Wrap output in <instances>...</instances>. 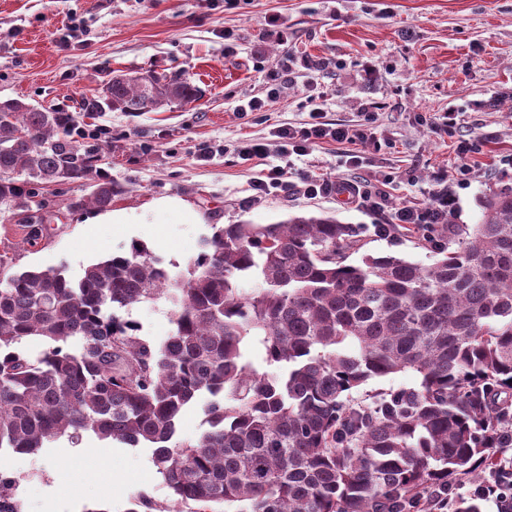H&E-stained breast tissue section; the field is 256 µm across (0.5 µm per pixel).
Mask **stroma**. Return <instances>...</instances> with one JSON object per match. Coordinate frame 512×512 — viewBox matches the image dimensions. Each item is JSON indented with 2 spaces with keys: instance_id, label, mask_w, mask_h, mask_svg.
<instances>
[{
  "instance_id": "stroma-1",
  "label": "stroma",
  "mask_w": 512,
  "mask_h": 512,
  "mask_svg": "<svg viewBox=\"0 0 512 512\" xmlns=\"http://www.w3.org/2000/svg\"><path fill=\"white\" fill-rule=\"evenodd\" d=\"M182 72L203 98L186 106L128 113L80 112L110 71ZM263 111L240 116L251 99ZM17 99L71 112L98 139L101 166L121 192L113 209L142 212L156 199L175 198L201 217L186 224L165 213L136 225L85 227L72 201L88 198L87 181L37 187L43 237L24 245L22 220L0 214V253L10 258L0 278L31 268H63L80 275L87 265L143 243L153 255L185 270L213 225L272 224L292 214L335 217L359 228L364 251L396 252L425 265L433 256L409 235L379 237L386 214L339 195L304 196L297 181L252 200V183L264 162L243 161L236 142L267 144L278 162L276 127L304 123L314 107L330 122L355 123L362 108L374 114L376 147L361 149L363 165L352 169L346 148L314 147L304 161L313 175L378 187L396 206L421 203L435 187L434 175L454 170L458 139L479 146L465 182L450 186L456 207L452 224H475L479 200L490 183H512L502 162L512 153V0H0V100ZM457 115L453 128L442 113ZM212 148L198 155L200 145ZM165 301L143 302L129 311L143 336L161 342L171 330ZM86 451L67 454L60 438L35 454H0L9 468L20 512H129L144 497L167 503L172 492L155 467L151 448L115 444L113 464L124 474L107 484L95 453L103 442L81 439ZM69 483L53 484L56 472Z\"/></svg>"
}]
</instances>
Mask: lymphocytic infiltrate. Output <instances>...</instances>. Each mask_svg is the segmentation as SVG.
<instances>
[{"label":"lymphocytic infiltrate","mask_w":512,"mask_h":512,"mask_svg":"<svg viewBox=\"0 0 512 512\" xmlns=\"http://www.w3.org/2000/svg\"><path fill=\"white\" fill-rule=\"evenodd\" d=\"M372 113H364L363 121L359 124L329 123L326 122L321 108H313L306 122L293 126L281 125L274 132L278 140L279 153L286 157V165H271L263 169L260 178L252 185L256 197H263L271 192L287 185L289 179H297L302 185L303 193L307 196L332 194L336 191H346L349 196L358 203L375 210L388 212L389 225L401 227L404 225H418L427 229L435 228L445 223L453 210L456 199L454 194L448 191L447 172L437 173L435 180L438 188L430 199L421 204L392 206L385 191H371L355 182L344 185L336 182L317 179L304 169L295 166L297 158L307 156L309 150L323 142H336L349 145L347 162L352 168H359L362 159L358 148L372 143L370 124Z\"/></svg>","instance_id":"obj_1"}]
</instances>
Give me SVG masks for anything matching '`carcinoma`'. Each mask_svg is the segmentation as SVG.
I'll use <instances>...</instances> for the list:
<instances>
[{"label": "carcinoma", "mask_w": 512, "mask_h": 512, "mask_svg": "<svg viewBox=\"0 0 512 512\" xmlns=\"http://www.w3.org/2000/svg\"><path fill=\"white\" fill-rule=\"evenodd\" d=\"M201 98L180 75L122 73L84 107L151 112ZM73 124L70 112L0 101V209L28 219L30 186L91 176L88 203L112 205L118 187L70 138ZM479 205L477 224L441 225L431 239L410 229L429 265L396 253L352 264L359 229L307 213L212 226L183 277L134 243L77 278L0 279V450L35 454L87 432L147 443L177 507L142 498L131 512H419L425 492L477 481L479 462L512 448V186L489 187ZM162 299L172 328L156 344L123 313ZM28 336L49 348L26 356ZM252 340L262 371L245 359ZM408 370L414 387L353 396ZM201 399L209 428L173 442ZM482 500L457 496L452 512H482ZM0 512H19L9 478Z\"/></svg>", "instance_id": "carcinoma-1"}]
</instances>
